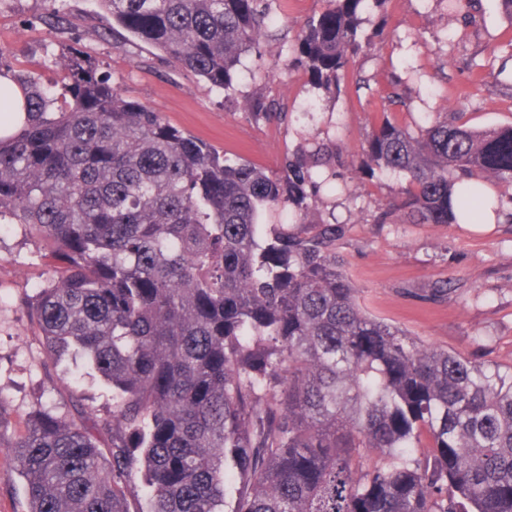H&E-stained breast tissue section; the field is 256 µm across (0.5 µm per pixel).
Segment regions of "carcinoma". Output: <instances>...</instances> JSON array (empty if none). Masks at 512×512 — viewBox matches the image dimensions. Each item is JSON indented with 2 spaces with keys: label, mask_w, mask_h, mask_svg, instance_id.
Masks as SVG:
<instances>
[{
  "label": "carcinoma",
  "mask_w": 512,
  "mask_h": 512,
  "mask_svg": "<svg viewBox=\"0 0 512 512\" xmlns=\"http://www.w3.org/2000/svg\"><path fill=\"white\" fill-rule=\"evenodd\" d=\"M103 15L256 121L275 95L234 97L242 59L270 86V0H97ZM288 66L336 99L371 50L363 13L383 0H325ZM57 77L3 61L27 119L0 137V220L46 242L56 275L31 299L47 358L72 383L112 393L38 406L15 436L26 512H512V367L424 349L366 312L336 253L345 225L319 218L337 169L398 172L407 187L375 217L512 221V126L478 131L465 112L414 132L404 79L360 154L300 137L281 171L231 161L169 125L79 51ZM491 182L497 198L483 193ZM272 208L292 224H264ZM376 452L370 465L367 454Z\"/></svg>",
  "instance_id": "carcinoma-1"
}]
</instances>
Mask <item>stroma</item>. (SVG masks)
Here are the masks:
<instances>
[{"label":"stroma","mask_w":512,"mask_h":512,"mask_svg":"<svg viewBox=\"0 0 512 512\" xmlns=\"http://www.w3.org/2000/svg\"><path fill=\"white\" fill-rule=\"evenodd\" d=\"M48 7L47 0H0V51L17 66L42 75L45 49L58 55L79 50L126 95L232 161L279 170L303 132L335 137L354 155L382 118L376 91L349 88L336 101L321 102L304 70L294 69L281 87L287 121L258 124L151 45L113 32L95 0H66L70 23L60 28L44 23ZM324 7V0H273L277 22L264 45L266 57L291 58L305 20ZM503 28L496 0H482L481 14L469 24L449 17L444 0H385L363 26L375 48L354 67L367 76L394 71L406 78L411 107L393 117L407 128L422 124L425 113L459 108L477 129L511 125L512 99L483 79L503 67L512 71ZM343 181L347 192L336 199V216L347 232L336 251L367 312L405 330L423 347L512 366V223L377 224L379 204L399 195L403 179L347 170ZM55 266L36 234L18 224L0 228V407L19 432L35 407L61 414L70 408L66 373L46 361L42 337L23 307ZM447 280L453 292L431 296V288ZM0 512H25L13 451L4 444Z\"/></svg>","instance_id":"obj_1"}]
</instances>
